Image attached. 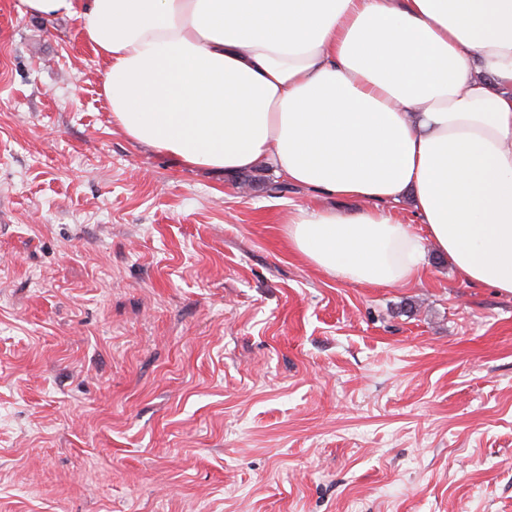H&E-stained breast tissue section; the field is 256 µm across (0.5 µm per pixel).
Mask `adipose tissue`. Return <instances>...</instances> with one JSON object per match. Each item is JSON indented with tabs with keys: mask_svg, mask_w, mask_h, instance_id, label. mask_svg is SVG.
I'll use <instances>...</instances> for the list:
<instances>
[{
	"mask_svg": "<svg viewBox=\"0 0 512 512\" xmlns=\"http://www.w3.org/2000/svg\"><path fill=\"white\" fill-rule=\"evenodd\" d=\"M74 18L112 124L181 168L258 167L346 215L285 235L352 284L419 280L425 243L512 294V0H21ZM411 196L418 224L391 206Z\"/></svg>",
	"mask_w": 512,
	"mask_h": 512,
	"instance_id": "adipose-tissue-1",
	"label": "adipose tissue"
}]
</instances>
